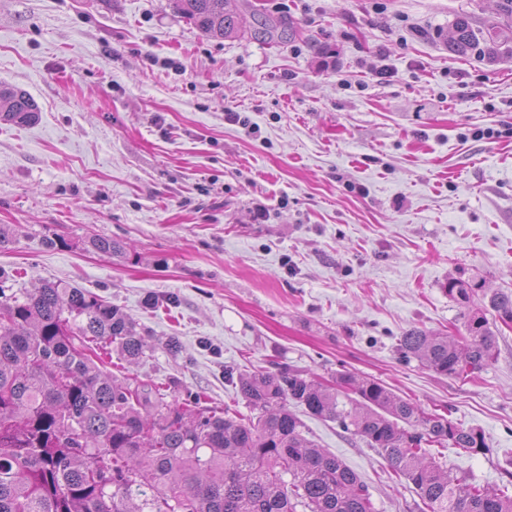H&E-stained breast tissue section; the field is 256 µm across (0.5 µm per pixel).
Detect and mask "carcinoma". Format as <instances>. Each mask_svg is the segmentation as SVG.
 <instances>
[{"instance_id": "obj_1", "label": "carcinoma", "mask_w": 512, "mask_h": 512, "mask_svg": "<svg viewBox=\"0 0 512 512\" xmlns=\"http://www.w3.org/2000/svg\"><path fill=\"white\" fill-rule=\"evenodd\" d=\"M170 2L209 38L244 35L231 0ZM497 2L511 23L459 19L454 51L491 55L512 39V0ZM37 119L27 93L0 85V121ZM479 287L451 278L446 291L467 299ZM489 306L512 321V293L492 295ZM147 348L129 318L85 288H0V512H373L359 475L306 438L290 403L377 449L430 512H512L507 491L454 477L421 448L484 452L482 431L429 413L375 378L342 371L326 384L292 369L228 370L224 378L257 411L241 418L201 407L199 394L178 401L169 386L133 385L107 370L112 351L136 364ZM400 349L457 378L495 358L497 336L481 311L458 340L413 328Z\"/></svg>"}]
</instances>
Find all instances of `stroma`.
Listing matches in <instances>:
<instances>
[{
	"label": "stroma",
	"mask_w": 512,
	"mask_h": 512,
	"mask_svg": "<svg viewBox=\"0 0 512 512\" xmlns=\"http://www.w3.org/2000/svg\"><path fill=\"white\" fill-rule=\"evenodd\" d=\"M495 4L234 0L246 33L214 40L168 0H0V82L39 107L34 124L0 122V286L107 298L150 346L113 370L237 415L252 410L229 368L379 379L484 433L480 453L428 446L440 465L506 484L512 326L464 379L399 350L412 328L464 333L512 292V43L450 48L456 20L482 25ZM269 18L294 37H255ZM452 277L481 287L450 297ZM301 419L374 512H424L376 449Z\"/></svg>",
	"instance_id": "35a3bbf8"
}]
</instances>
